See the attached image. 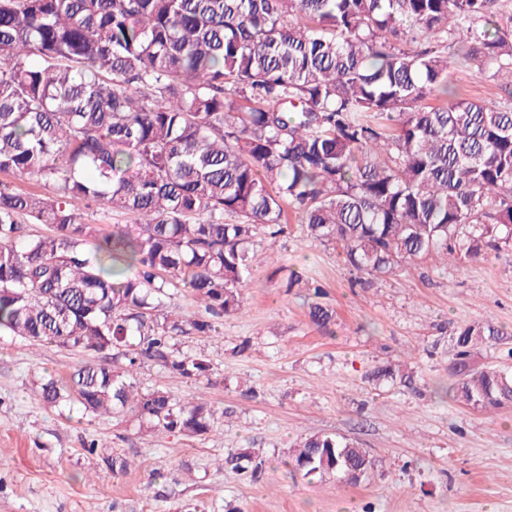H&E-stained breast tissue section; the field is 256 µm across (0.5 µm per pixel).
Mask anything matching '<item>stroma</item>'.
<instances>
[{
	"label": "stroma",
	"instance_id": "35a3bbf8",
	"mask_svg": "<svg viewBox=\"0 0 512 512\" xmlns=\"http://www.w3.org/2000/svg\"><path fill=\"white\" fill-rule=\"evenodd\" d=\"M449 80L488 104L505 95L470 68ZM290 269L322 285L332 334L310 324L304 289L286 286ZM241 296L217 334L176 339L206 361V377L153 361L138 370L142 391L205 396L213 428L195 437L142 435L132 414L50 407L36 381L68 376L86 354L0 335V512H512V406L480 410L437 391L454 380L451 337L465 324L489 319L508 332L470 363L512 371L511 247L457 263L429 254L373 277L336 243H312L292 216ZM398 363L414 388L373 379ZM314 433L356 441L373 469L355 483L286 469L292 443ZM243 448L262 449L257 476L216 467Z\"/></svg>",
	"mask_w": 512,
	"mask_h": 512
}]
</instances>
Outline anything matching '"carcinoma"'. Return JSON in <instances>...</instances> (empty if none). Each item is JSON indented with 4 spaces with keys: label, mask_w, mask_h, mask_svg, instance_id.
<instances>
[{
    "label": "carcinoma",
    "mask_w": 512,
    "mask_h": 512,
    "mask_svg": "<svg viewBox=\"0 0 512 512\" xmlns=\"http://www.w3.org/2000/svg\"><path fill=\"white\" fill-rule=\"evenodd\" d=\"M498 0H0V333L90 360L38 391L52 407L130 411L152 431L208 433L214 411L140 392L141 359L187 379L203 361L177 336L218 332L290 209L351 267L393 272L433 251L476 258L512 244V17ZM506 77L508 97L457 95L450 70ZM438 95L441 107L425 104ZM130 218L105 233L80 206ZM42 224L49 232L31 235ZM189 289L205 315L167 310ZM307 302L324 333L335 311ZM506 333L459 327L445 394L512 404V374L466 369L471 348ZM225 464L255 474L262 451ZM286 465L307 476L372 469L348 438L303 437Z\"/></svg>",
    "instance_id": "1"
}]
</instances>
